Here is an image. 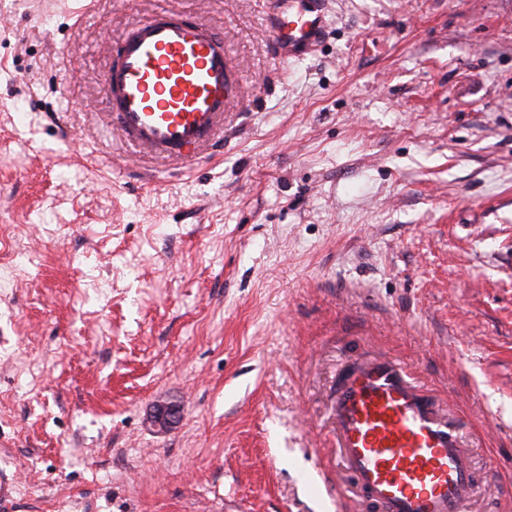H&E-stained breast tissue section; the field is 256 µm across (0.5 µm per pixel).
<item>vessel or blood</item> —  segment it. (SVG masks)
<instances>
[{
	"instance_id": "1",
	"label": "vessel or blood",
	"mask_w": 512,
	"mask_h": 512,
	"mask_svg": "<svg viewBox=\"0 0 512 512\" xmlns=\"http://www.w3.org/2000/svg\"><path fill=\"white\" fill-rule=\"evenodd\" d=\"M325 28L318 8L269 0L268 30L281 60L298 58ZM104 76L112 135L190 167L212 146L235 98L224 39L206 21L158 9L131 21ZM329 415L345 469L367 512H465L477 486L460 426L412 377L380 355L341 369Z\"/></svg>"
}]
</instances>
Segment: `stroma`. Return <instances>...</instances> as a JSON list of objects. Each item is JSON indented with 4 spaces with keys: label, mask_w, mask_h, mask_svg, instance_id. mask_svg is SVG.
<instances>
[{
    "label": "stroma",
    "mask_w": 512,
    "mask_h": 512,
    "mask_svg": "<svg viewBox=\"0 0 512 512\" xmlns=\"http://www.w3.org/2000/svg\"><path fill=\"white\" fill-rule=\"evenodd\" d=\"M160 6L236 70L188 169L109 132ZM324 8L285 63L268 0H0V512H357L328 399L379 354L512 512V0Z\"/></svg>",
    "instance_id": "stroma-1"
}]
</instances>
